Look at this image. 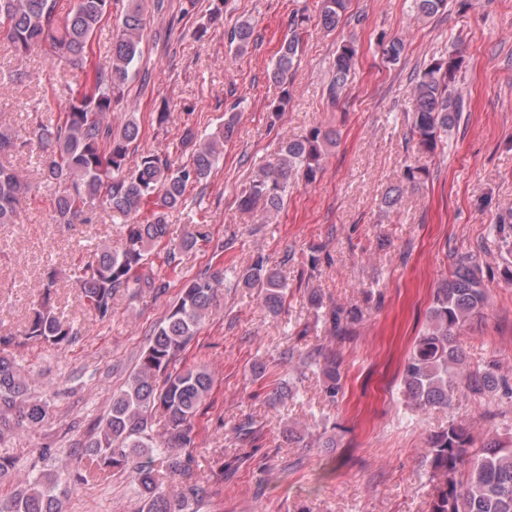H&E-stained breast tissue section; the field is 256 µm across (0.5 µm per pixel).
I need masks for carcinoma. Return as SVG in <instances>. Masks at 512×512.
Listing matches in <instances>:
<instances>
[{
  "label": "carcinoma",
  "mask_w": 512,
  "mask_h": 512,
  "mask_svg": "<svg viewBox=\"0 0 512 512\" xmlns=\"http://www.w3.org/2000/svg\"><path fill=\"white\" fill-rule=\"evenodd\" d=\"M446 2L413 0L419 17L433 15ZM348 6L349 0H322V25L336 27ZM114 8L119 10L117 33L110 65L105 68L94 63L91 40ZM308 21L304 14L291 19L292 33L278 51L274 82L287 84L301 52L300 30ZM146 27L139 0H73L63 14L58 0H0V32L18 53L56 56L84 70L87 76L85 86L69 96L57 122L40 124L33 132L39 149L40 181L24 185L0 164V224L14 223L22 195L42 188L52 191L54 212L61 224H74L93 208L120 220L121 245H97L75 272L81 295L101 321L111 318L117 294L156 287L147 260L150 247L169 238L167 212L182 205L188 186L209 177L237 126V105L233 104L216 131L198 136L187 130L182 146L191 153L185 164L151 152L135 154L132 145L138 142L141 130L133 117L119 131H112L108 117L124 100L125 81L141 57ZM253 33L252 24L243 21L228 31L227 41L242 54L248 50ZM379 44L390 63L398 62L404 54L405 41L400 37L388 39L383 35ZM357 56L355 41L345 40L338 46L327 86L331 102L345 93ZM463 64V57L452 50L412 79L411 126L421 154L434 153L442 135L457 126L467 111V101L456 88ZM335 145L336 133L319 126L283 143L276 162L260 166L243 188L239 205L244 210L260 206L268 215L277 216L290 181H317L329 149ZM18 146L28 143L18 141L13 128L0 124V152ZM133 155L136 160L132 162ZM222 284L223 273L207 271L183 284L177 304L155 328L125 387L112 394L107 416L86 445L88 475L72 474L68 460L52 471L31 470L18 491L0 498V512H63L59 487L73 477L84 482L105 468L130 473L142 512H189L208 496L205 485L194 482L185 485L180 499H169L155 478V466L165 463L175 473L189 469L179 450L193 444L192 421L211 395L214 379L203 366L173 370L170 365L211 313ZM238 284L258 290L274 315L280 313L288 297L286 280L261 255L241 272ZM56 285L57 271L49 267L41 279L37 304L20 334L22 342L57 350L76 342L77 329L57 312ZM486 302L480 271L472 264H460L435 291L426 326L402 369V395L411 410L447 405L463 378L479 390L499 387L501 379L491 370L464 373L465 359L455 336L458 328L483 314ZM323 372L325 393L334 398L341 380L336 361H326ZM32 383V375L24 366L6 354L0 356V433L10 427L7 411L14 413L17 426L35 427L48 416L49 406L34 397ZM152 412L166 419L162 441L148 432V414ZM472 445L469 430L453 422L431 437L424 466L437 480L438 488L430 512H512V445L491 439L477 453Z\"/></svg>",
  "instance_id": "cac0c4a2"
}]
</instances>
